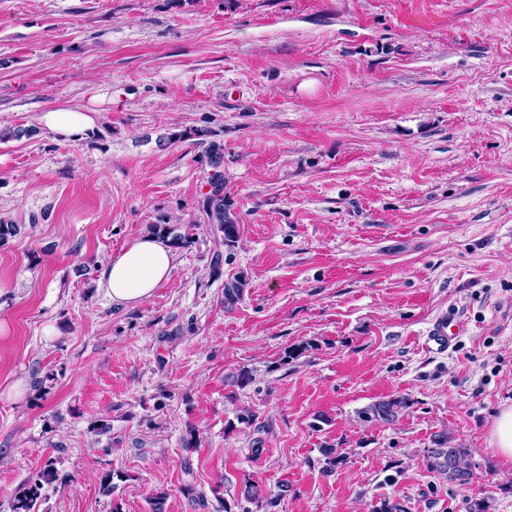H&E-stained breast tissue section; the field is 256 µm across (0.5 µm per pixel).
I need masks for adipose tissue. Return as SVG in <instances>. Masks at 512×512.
Here are the masks:
<instances>
[{
	"mask_svg": "<svg viewBox=\"0 0 512 512\" xmlns=\"http://www.w3.org/2000/svg\"><path fill=\"white\" fill-rule=\"evenodd\" d=\"M39 122L67 141L89 140L98 133L96 111L92 108L55 106L42 112ZM174 259L173 249L167 241L155 236L137 239L103 267L100 286L115 306L143 303L168 280Z\"/></svg>",
	"mask_w": 512,
	"mask_h": 512,
	"instance_id": "adipose-tissue-1",
	"label": "adipose tissue"
}]
</instances>
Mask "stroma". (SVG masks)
<instances>
[{"mask_svg":"<svg viewBox=\"0 0 512 512\" xmlns=\"http://www.w3.org/2000/svg\"><path fill=\"white\" fill-rule=\"evenodd\" d=\"M96 97V138L38 128ZM32 126L0 141V512L49 460L37 512H512V0H0V129ZM178 223L169 280L112 305L102 266ZM440 433L471 485L428 469ZM202 158L210 168L207 180L209 191L203 200L202 211L208 223L217 224L219 231L224 234V242L233 243L238 237V224L225 204L223 143L210 141ZM465 330V324L458 317H448L444 312L438 315L427 331L426 344L437 352H445ZM408 405L409 403L406 397L397 396L374 402L364 409L361 415L366 421L389 423L394 421ZM492 435L500 454L512 458V407L504 408L496 417Z\"/></svg>","mask_w":512,"mask_h":512,"instance_id":"stroma-1","label":"stroma"}]
</instances>
